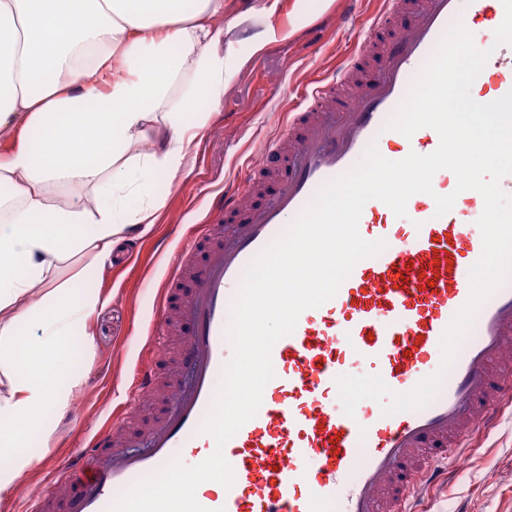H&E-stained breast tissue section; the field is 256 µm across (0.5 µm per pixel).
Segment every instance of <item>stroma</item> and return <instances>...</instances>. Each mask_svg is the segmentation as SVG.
<instances>
[{
	"label": "stroma",
	"instance_id": "1",
	"mask_svg": "<svg viewBox=\"0 0 512 512\" xmlns=\"http://www.w3.org/2000/svg\"><path fill=\"white\" fill-rule=\"evenodd\" d=\"M266 2L250 0L252 13L231 36L234 51L248 65L225 88L191 161L176 178L158 177L155 195L161 206L152 224L137 225L105 262L85 252L63 265L60 281L100 297L90 317L92 341L66 345L57 358L80 384L54 432L37 434L28 447L35 461L10 493L0 495V512H27L51 479L49 462L82 447L109 419L114 404L123 402L137 362L157 370L161 386L169 387L177 341L160 339L148 348L143 338L179 236L206 220L225 183L260 166L281 114L295 107L301 92L336 65L361 34L354 21L335 34L340 0H311L314 20L299 28L293 25L294 0H278L270 16L260 11ZM270 25L277 38L253 52L251 35ZM410 505L413 512H512V407L497 426L477 430L460 456L451 458L442 480Z\"/></svg>",
	"mask_w": 512,
	"mask_h": 512
}]
</instances>
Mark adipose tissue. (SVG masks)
Returning <instances> with one entry per match:
<instances>
[{"mask_svg": "<svg viewBox=\"0 0 512 512\" xmlns=\"http://www.w3.org/2000/svg\"><path fill=\"white\" fill-rule=\"evenodd\" d=\"M229 0H0V493L33 464L27 431L53 432L76 378L50 357L82 332L99 298L56 278L86 251L105 259L135 224H149L158 174L184 167L225 85L246 64L227 39L241 21ZM92 64H85V55ZM196 128L182 122L197 103ZM83 188L99 202L60 206L52 193ZM132 193L140 208L118 206ZM43 286L40 306L30 303Z\"/></svg>", "mask_w": 512, "mask_h": 512, "instance_id": "adipose-tissue-1", "label": "adipose tissue"}]
</instances>
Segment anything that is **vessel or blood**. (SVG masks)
Returning <instances> with one entry per match:
<instances>
[{"label":"vessel or blood","instance_id":"vessel-or-blood-1","mask_svg":"<svg viewBox=\"0 0 512 512\" xmlns=\"http://www.w3.org/2000/svg\"><path fill=\"white\" fill-rule=\"evenodd\" d=\"M363 4L347 0L346 14L363 17L364 47L317 81L266 144L275 160L262 169L270 199L247 200L239 184L225 185L212 222L182 243L160 286L155 333L180 336L187 378L175 380L141 449L95 437L58 464L65 497L47 491L29 512H109L123 491L171 460L194 465L214 451L200 427L231 356L225 330L245 270L369 144L394 146L397 161L437 149L433 129L408 138L385 124L452 25L488 23L479 46L492 54L482 74L495 82L478 103L512 91V45L495 46L493 35L505 16L502 0H380L369 16ZM432 185L434 194L456 196L440 217L434 195L424 193L409 199L404 224L381 201L365 205L359 233L385 240V250L358 262L332 299L304 310L293 333L275 343L262 405L223 449L233 485L196 494L208 512H407L410 498L437 482L439 460L512 401L510 279L481 306L431 404L391 416L370 402L354 416L343 411L335 379L346 364L367 365L396 392L434 373L440 337L469 297V270L482 253L469 218L482 213L484 199L457 191L444 171Z\"/></svg>","mask_w":512,"mask_h":512}]
</instances>
